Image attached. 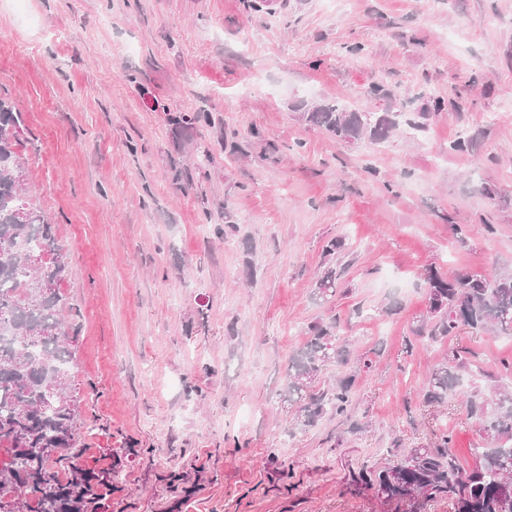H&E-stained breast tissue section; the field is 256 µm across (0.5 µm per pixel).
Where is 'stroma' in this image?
I'll list each match as a JSON object with an SVG mask.
<instances>
[{
    "label": "stroma",
    "instance_id": "obj_1",
    "mask_svg": "<svg viewBox=\"0 0 512 512\" xmlns=\"http://www.w3.org/2000/svg\"><path fill=\"white\" fill-rule=\"evenodd\" d=\"M0 99L68 252L88 457L120 459L104 512H380L352 473L439 429L473 464L478 425L458 394L424 418V371L468 349L500 374L512 338L405 341L427 267L512 270V0H0ZM336 100L425 127L340 142L302 117ZM333 237L351 251L325 302ZM330 316L373 366L347 417L301 427L284 367ZM348 249V243L345 238L336 237L331 238L323 246L322 254L326 264L322 274L315 281L313 294L320 299H327L328 296H333L339 288L340 279L343 274V269L338 265V257L345 254ZM336 258L335 264H332Z\"/></svg>",
    "mask_w": 512,
    "mask_h": 512
}]
</instances>
